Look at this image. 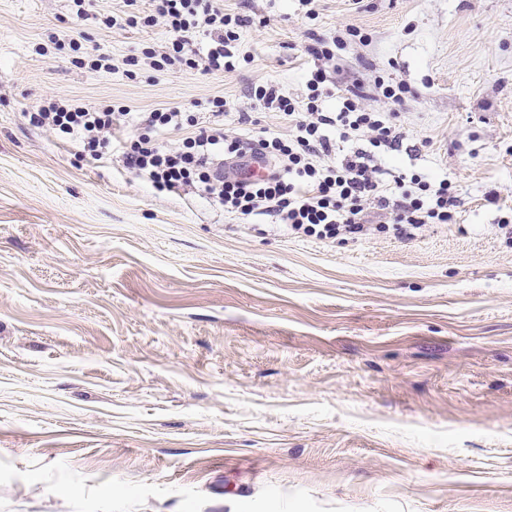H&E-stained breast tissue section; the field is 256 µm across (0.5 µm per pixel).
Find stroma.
Listing matches in <instances>:
<instances>
[{"instance_id": "35a3bbf8", "label": "stroma", "mask_w": 512, "mask_h": 512, "mask_svg": "<svg viewBox=\"0 0 512 512\" xmlns=\"http://www.w3.org/2000/svg\"><path fill=\"white\" fill-rule=\"evenodd\" d=\"M250 63L130 68L171 36L126 0H0V512H512V0H223ZM332 60L306 51L347 27ZM112 59L70 64L71 43ZM398 111L376 162L448 180L456 221L328 244L158 191L119 142L139 115L310 70ZM403 85L401 105L377 82ZM126 106L103 158L34 125L42 95Z\"/></svg>"}]
</instances>
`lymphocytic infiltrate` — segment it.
Returning <instances> with one entry per match:
<instances>
[{
  "label": "lymphocytic infiltrate",
  "mask_w": 512,
  "mask_h": 512,
  "mask_svg": "<svg viewBox=\"0 0 512 512\" xmlns=\"http://www.w3.org/2000/svg\"><path fill=\"white\" fill-rule=\"evenodd\" d=\"M148 14L109 16L107 27L163 24L172 36L168 54L156 60L158 70L174 67L198 69L206 74L235 71L239 63L236 43L249 16L225 12L217 0H150ZM322 69L311 72L308 94L293 100L276 85L255 87L259 108L279 112L288 121L287 137L255 131L242 138L225 133L223 97L210 102L211 124H201L196 114L178 107L155 109L142 116V135L123 144L127 166L148 178L157 188L173 191L198 185L224 208L243 219L264 216L288 226L296 234L336 242L347 235L366 236L393 232L414 239L427 225L451 224L459 205L457 189L448 181L430 186L418 179L396 176L376 164L379 152L398 150L404 134L396 113L368 112L359 105L360 84L347 86L336 112L321 108ZM126 112L112 104L78 105L53 96L44 98L31 115L38 125L56 136L78 137L92 159H100L112 143L114 126ZM187 130L181 144L165 145L164 132ZM354 148L341 163H333L337 142ZM268 160L271 170L261 180L218 175L216 165L231 159ZM389 211L392 225L368 224L366 206Z\"/></svg>",
  "instance_id": "1"
}]
</instances>
